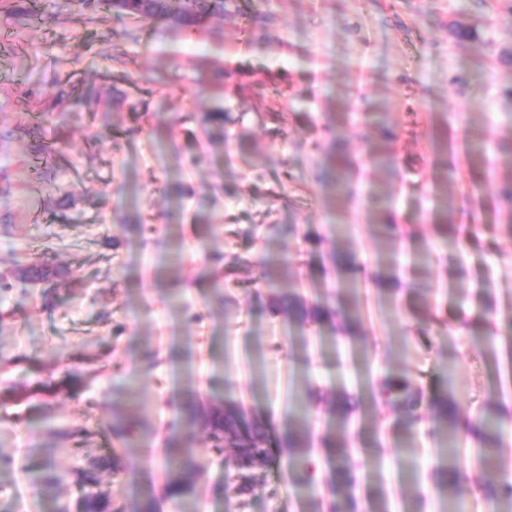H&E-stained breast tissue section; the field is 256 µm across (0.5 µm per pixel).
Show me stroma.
Masks as SVG:
<instances>
[{
    "instance_id": "1",
    "label": "stroma",
    "mask_w": 512,
    "mask_h": 512,
    "mask_svg": "<svg viewBox=\"0 0 512 512\" xmlns=\"http://www.w3.org/2000/svg\"><path fill=\"white\" fill-rule=\"evenodd\" d=\"M244 3L189 31L79 0H0V512H80L88 469L110 512H314L346 394L362 495L416 512V481L425 512H443L430 422L407 438L371 387L406 372L430 397L451 373L470 416L497 396L490 348L512 338V239L493 237L512 0ZM467 134L487 165H444L440 143ZM387 223L401 288L354 350L281 308L334 279L330 249L373 272ZM303 388L309 490L284 445ZM228 401L271 443L243 495L234 449L208 441ZM134 412L130 451L113 428ZM177 448L193 472L169 466ZM174 481L190 493L168 497Z\"/></svg>"
}]
</instances>
